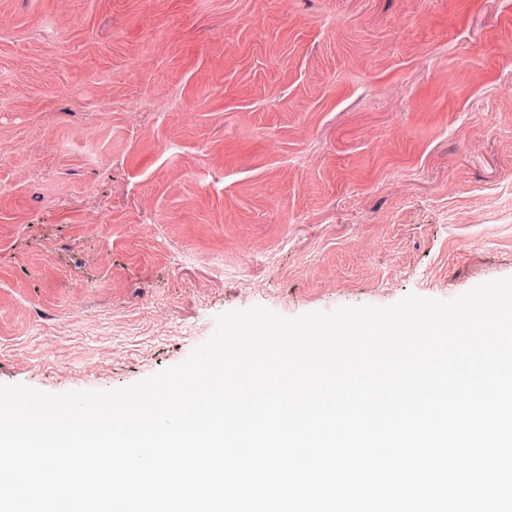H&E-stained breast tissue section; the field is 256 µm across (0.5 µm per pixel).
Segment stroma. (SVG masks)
I'll list each match as a JSON object with an SVG mask.
<instances>
[{
    "instance_id": "1",
    "label": "stroma",
    "mask_w": 512,
    "mask_h": 512,
    "mask_svg": "<svg viewBox=\"0 0 512 512\" xmlns=\"http://www.w3.org/2000/svg\"><path fill=\"white\" fill-rule=\"evenodd\" d=\"M512 277V0H0V384Z\"/></svg>"
}]
</instances>
